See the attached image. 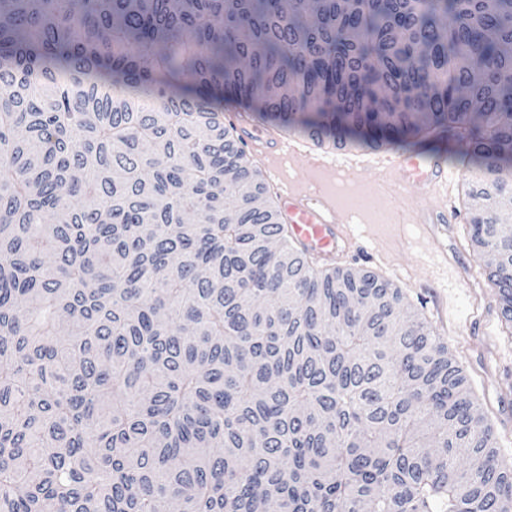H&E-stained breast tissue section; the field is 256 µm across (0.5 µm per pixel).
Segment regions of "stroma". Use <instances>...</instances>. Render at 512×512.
<instances>
[{
	"label": "stroma",
	"instance_id": "35a3bbf8",
	"mask_svg": "<svg viewBox=\"0 0 512 512\" xmlns=\"http://www.w3.org/2000/svg\"><path fill=\"white\" fill-rule=\"evenodd\" d=\"M437 149L434 141L367 149L319 146L308 139L277 168L284 180L301 187L313 175L308 155H330L357 239L337 267L372 271L404 290L409 312L422 314L463 366L500 457L512 460V325L501 315V299L487 276L488 260L471 241L474 203L467 189L475 168L449 162L448 185L436 192L419 184L395 185L385 197L372 190L386 166L414 155L430 158ZM418 203L447 211V254L431 247L422 227L407 224L391 232L397 211Z\"/></svg>",
	"mask_w": 512,
	"mask_h": 512
}]
</instances>
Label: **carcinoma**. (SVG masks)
I'll return each mask as SVG.
<instances>
[{"label": "carcinoma", "mask_w": 512, "mask_h": 512, "mask_svg": "<svg viewBox=\"0 0 512 512\" xmlns=\"http://www.w3.org/2000/svg\"><path fill=\"white\" fill-rule=\"evenodd\" d=\"M0 0V512H512L405 294L297 254L224 99L450 132L512 323V0Z\"/></svg>", "instance_id": "1"}]
</instances>
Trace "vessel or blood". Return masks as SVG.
Instances as JSON below:
<instances>
[{
	"label": "vessel or blood",
	"mask_w": 512,
	"mask_h": 512,
	"mask_svg": "<svg viewBox=\"0 0 512 512\" xmlns=\"http://www.w3.org/2000/svg\"><path fill=\"white\" fill-rule=\"evenodd\" d=\"M230 123L246 146L277 155L290 145V138L260 133L242 115L230 114ZM402 180H418L433 185L448 179L446 157L426 159L418 164L405 159L397 166ZM281 223L287 224L291 241L305 252L330 259L353 248L354 243L345 229L346 218L336 204V195L319 183L305 191H294L287 183L275 187Z\"/></svg>",
	"instance_id": "vessel-or-blood-1"
}]
</instances>
